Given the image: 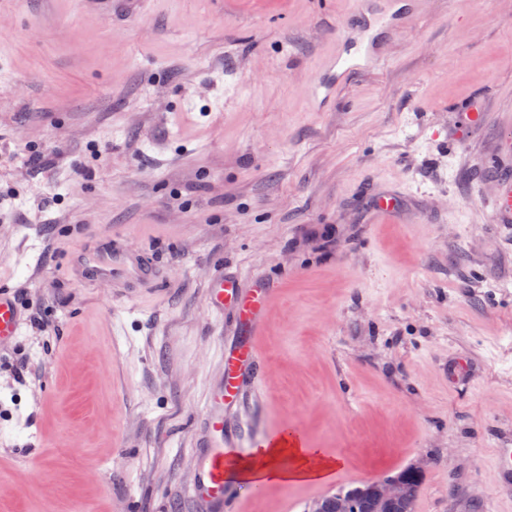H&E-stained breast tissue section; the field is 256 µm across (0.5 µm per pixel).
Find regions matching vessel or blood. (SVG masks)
Here are the masks:
<instances>
[{
    "label": "vessel or blood",
    "mask_w": 512,
    "mask_h": 512,
    "mask_svg": "<svg viewBox=\"0 0 512 512\" xmlns=\"http://www.w3.org/2000/svg\"><path fill=\"white\" fill-rule=\"evenodd\" d=\"M417 3L418 0H379L375 5H360L359 11L365 16L361 29L357 35L339 38L336 56L311 87L316 102L333 101L350 77L380 67L384 61L381 53L384 34L414 13ZM492 210L497 222L512 221V178L498 180ZM81 276L96 284H142L155 280L156 268L142 254L112 246L84 253ZM271 298L270 289L243 287L240 278L235 276L225 274L209 284L208 300L212 313L220 317L225 311H232L236 326L245 329L247 338L225 352L224 371L219 382L223 405L205 415L206 438L189 496L202 504L206 512H229L231 508L225 497L224 456L236 442L224 431L223 407L239 400L246 378L257 381L262 376V360L251 338L262 331ZM23 324V313L15 298L9 289L1 288L0 345L14 342L20 336ZM495 470L499 486L512 487V448L496 449Z\"/></svg>",
    "instance_id": "vessel-or-blood-1"
}]
</instances>
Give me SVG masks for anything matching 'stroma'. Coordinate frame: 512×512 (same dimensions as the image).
<instances>
[{
	"label": "stroma",
	"mask_w": 512,
	"mask_h": 512,
	"mask_svg": "<svg viewBox=\"0 0 512 512\" xmlns=\"http://www.w3.org/2000/svg\"><path fill=\"white\" fill-rule=\"evenodd\" d=\"M356 0H147L137 16L0 0V512H193L200 419L233 319L218 272L265 280L244 453L300 430L322 483L230 481L239 512H310L422 467L414 512H512V0H421L327 110L309 93ZM486 123L453 134L459 106ZM398 208L378 216V198ZM145 253L133 296L83 282L103 238ZM43 323L33 329L31 319ZM492 210L497 222L512 221V178L506 177L497 181L496 191L492 198ZM24 317L8 288L0 289V345L14 342L21 336ZM495 470L500 487H512V448L495 449Z\"/></svg>",
	"instance_id": "35a3bbf8"
}]
</instances>
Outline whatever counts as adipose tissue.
<instances>
[{
	"instance_id": "1",
	"label": "adipose tissue",
	"mask_w": 512,
	"mask_h": 512,
	"mask_svg": "<svg viewBox=\"0 0 512 512\" xmlns=\"http://www.w3.org/2000/svg\"><path fill=\"white\" fill-rule=\"evenodd\" d=\"M341 466L340 457L308 447L304 440L283 436L260 444L248 458L226 461L225 472L235 480L264 485L319 483Z\"/></svg>"
}]
</instances>
